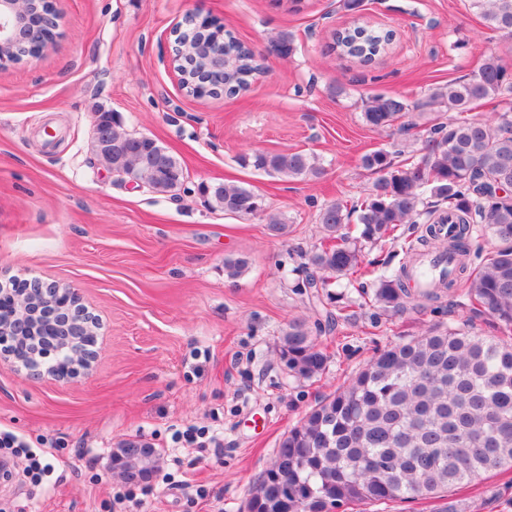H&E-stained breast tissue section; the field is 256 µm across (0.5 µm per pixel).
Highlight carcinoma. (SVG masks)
Here are the masks:
<instances>
[{"instance_id": "cac0c4a2", "label": "carcinoma", "mask_w": 512, "mask_h": 512, "mask_svg": "<svg viewBox=\"0 0 512 512\" xmlns=\"http://www.w3.org/2000/svg\"><path fill=\"white\" fill-rule=\"evenodd\" d=\"M492 32L512 38V0H469ZM342 54L369 63L385 52V31L357 25L338 34ZM224 95L247 89L258 70L254 52L224 34ZM512 102V72L490 51L471 78L432 92L425 105L464 113L484 100ZM419 108L400 96L368 98L366 124L384 129ZM172 172L161 174L141 160L137 177L159 194L181 187L185 169L169 156ZM375 175L365 196L322 205L320 247L309 254L313 271L303 288H328L332 280L362 276L377 260L364 261L358 239L379 244L402 239L405 224L425 233L408 244L434 246L453 254L455 279L422 293L411 287L403 262L376 278L369 292L355 291L362 305L400 313L423 298L448 294V306L464 313L460 326L434 328L381 349L336 392L323 398L285 433L275 458L255 480L247 512H339L360 504L433 499L441 512H454L452 493L483 475L512 469V105L493 119L448 118L430 128L421 156L397 163L384 149L362 158ZM249 164L282 179L317 178L323 168L312 153L256 151ZM211 206L242 217L264 213L254 190L232 183L210 185ZM459 224L445 241L434 225L446 217ZM360 238L349 235L351 223ZM497 241L483 253L482 240ZM479 259L473 264L472 258ZM249 258L224 260L229 280L241 276ZM321 322L310 328L292 321L282 330L279 358L288 375L310 380L321 375L328 356L319 347ZM158 464L152 446L137 438L112 449V469L126 481L148 479Z\"/></svg>"}]
</instances>
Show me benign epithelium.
Wrapping results in <instances>:
<instances>
[{"mask_svg":"<svg viewBox=\"0 0 512 512\" xmlns=\"http://www.w3.org/2000/svg\"><path fill=\"white\" fill-rule=\"evenodd\" d=\"M57 0H0V64L16 62L28 54L29 45L41 39L39 26L28 21L31 12L50 4L46 28L57 27ZM92 148L97 160L109 171L128 174L129 151L112 145V113L93 114ZM42 328L56 342L20 354L24 337ZM99 322L81 304L73 288L45 284L38 279L11 280L0 284V361L33 379L50 378L70 382L92 368L97 357Z\"/></svg>","mask_w":512,"mask_h":512,"instance_id":"obj_1","label":"benign epithelium"}]
</instances>
